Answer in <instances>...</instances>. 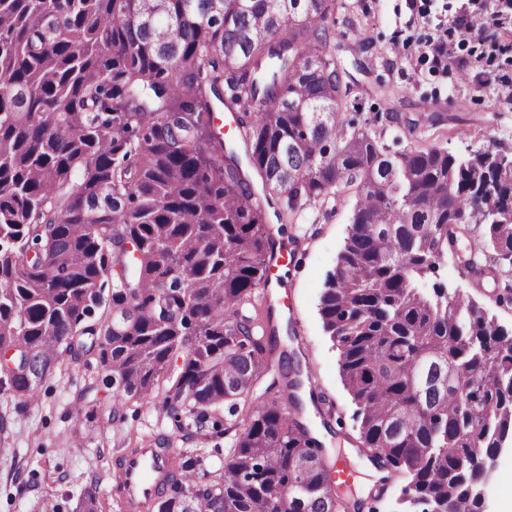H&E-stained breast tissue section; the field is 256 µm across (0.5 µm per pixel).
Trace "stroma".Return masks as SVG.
<instances>
[{
	"mask_svg": "<svg viewBox=\"0 0 512 512\" xmlns=\"http://www.w3.org/2000/svg\"><path fill=\"white\" fill-rule=\"evenodd\" d=\"M334 40L355 90L342 119L370 125L392 152H405L433 139L467 156L480 150L512 155V28L499 31L500 51L481 54L475 35H458L449 49L466 61V72L434 68L424 45L437 24L452 21L459 0H337ZM398 113L401 123L391 122ZM344 198L305 208L296 223L281 226L265 208L267 231L287 248L288 267L278 288L287 308H275L269 326L276 336L271 367L280 352L292 353L304 376L302 417L324 445L323 461L335 466L345 449L358 448L356 410L343 389L339 353L323 330L319 298L334 271L350 222ZM437 281L495 313L512 330V287L487 273H464L456 255L440 266ZM103 369L94 357L63 355L46 379L37 402L18 406L0 392L6 440L0 444V512H77L87 491H95L104 512H126L112 489L118 451L128 442L172 448L194 456L201 472L223 469L232 446L228 434L188 436L159 401L128 404L112 415V395L101 389ZM88 412L75 414L76 402ZM402 481L391 476L386 489L357 473L350 497L359 512H392Z\"/></svg>",
	"mask_w": 512,
	"mask_h": 512,
	"instance_id": "1",
	"label": "stroma"
}]
</instances>
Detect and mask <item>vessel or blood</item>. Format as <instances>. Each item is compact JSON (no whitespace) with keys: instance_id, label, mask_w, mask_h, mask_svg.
<instances>
[{"instance_id":"b4317fda","label":"vessel or blood","mask_w":512,"mask_h":512,"mask_svg":"<svg viewBox=\"0 0 512 512\" xmlns=\"http://www.w3.org/2000/svg\"><path fill=\"white\" fill-rule=\"evenodd\" d=\"M175 454L169 449L143 447L125 457L120 469L123 500L130 512L156 499L174 471Z\"/></svg>"}]
</instances>
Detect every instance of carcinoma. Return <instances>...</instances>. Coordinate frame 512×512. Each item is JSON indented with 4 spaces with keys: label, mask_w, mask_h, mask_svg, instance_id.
Listing matches in <instances>:
<instances>
[{
    "label": "carcinoma",
    "mask_w": 512,
    "mask_h": 512,
    "mask_svg": "<svg viewBox=\"0 0 512 512\" xmlns=\"http://www.w3.org/2000/svg\"><path fill=\"white\" fill-rule=\"evenodd\" d=\"M336 0H0V391L31 404L65 352L92 354L113 409L162 397L175 421L220 428L268 365L241 308L266 285L261 200L215 103L243 112L250 165L278 219L339 187L355 206L319 314L357 407L360 444L406 477L395 512H481L484 459L512 434V332L431 282L482 223L512 275V159L430 143L392 154L344 122L351 93ZM112 280L108 307L101 288ZM224 429V471L178 464L146 512H347L300 418L302 371Z\"/></svg>",
    "instance_id": "carcinoma-1"
}]
</instances>
